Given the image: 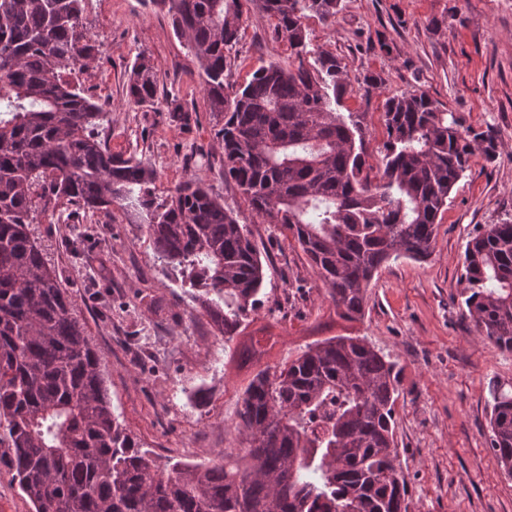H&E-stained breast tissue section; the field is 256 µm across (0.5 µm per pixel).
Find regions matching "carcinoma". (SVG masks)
Segmentation results:
<instances>
[{
    "mask_svg": "<svg viewBox=\"0 0 512 512\" xmlns=\"http://www.w3.org/2000/svg\"><path fill=\"white\" fill-rule=\"evenodd\" d=\"M83 0H0V426L14 480L34 512H408L396 465L395 364L365 338L336 336L258 371L240 396L245 455L162 467L112 411L69 289L28 232L37 214L112 211L146 224L159 258L198 293L224 344L261 304L265 271L248 225L188 179L155 202L156 172L101 139L106 113L70 80L94 58ZM250 0H153L199 63L221 124L224 177L262 224L292 237L348 320L378 269L433 250L441 210L475 149L498 145L425 93L387 99L383 170L371 175L338 57L309 49L304 20L332 23L342 0H257L298 60L224 83ZM161 104L141 55L126 84ZM464 310L478 335L512 350V221L464 253ZM490 448L512 476V393L490 389Z\"/></svg>",
    "mask_w": 512,
    "mask_h": 512,
    "instance_id": "carcinoma-1",
    "label": "carcinoma"
}]
</instances>
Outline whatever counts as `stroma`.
Listing matches in <instances>:
<instances>
[{
  "label": "stroma",
  "mask_w": 512,
  "mask_h": 512,
  "mask_svg": "<svg viewBox=\"0 0 512 512\" xmlns=\"http://www.w3.org/2000/svg\"><path fill=\"white\" fill-rule=\"evenodd\" d=\"M333 23L305 21L313 48L346 64L368 163L382 169L383 104L424 93L460 119L491 132L498 156L475 155L438 218L427 261H389L371 282L361 319L340 316L300 246L257 223L224 177L218 128L200 85L199 64L150 0H84L83 21L98 46L81 87L104 104L113 152L135 154L156 171V199L200 181L239 223L249 225L266 270L261 306L232 350L176 271L158 259L144 225L121 210L58 221L38 216L29 231L75 302L98 356L112 409L145 450L191 463L238 449L239 397L259 369L295 359L333 336H364L399 370L397 462L408 512H512V477L489 447V387L512 389V351L481 339L462 308L465 247L485 225L512 221V0H342ZM154 62L161 93L192 113L134 105L126 81L140 55ZM226 81L255 69H288L294 57L273 20L245 7ZM377 77L367 86L365 77ZM260 339L248 360L233 349Z\"/></svg>",
  "instance_id": "1"
}]
</instances>
